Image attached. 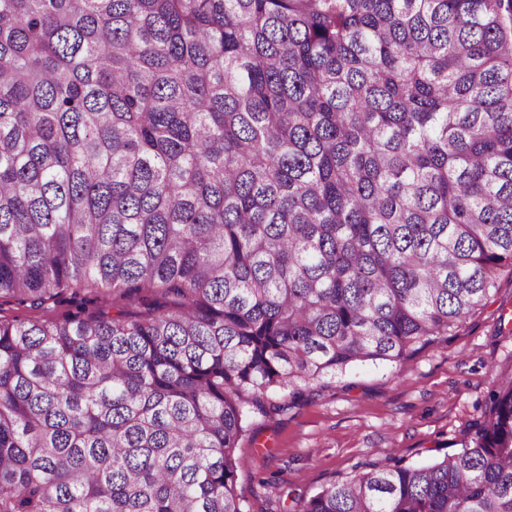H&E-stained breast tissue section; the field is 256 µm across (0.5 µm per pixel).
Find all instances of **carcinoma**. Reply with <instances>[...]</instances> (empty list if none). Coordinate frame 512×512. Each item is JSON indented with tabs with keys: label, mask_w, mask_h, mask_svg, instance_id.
I'll return each instance as SVG.
<instances>
[{
	"label": "carcinoma",
	"mask_w": 512,
	"mask_h": 512,
	"mask_svg": "<svg viewBox=\"0 0 512 512\" xmlns=\"http://www.w3.org/2000/svg\"><path fill=\"white\" fill-rule=\"evenodd\" d=\"M512 270V0H0V512H245L239 441ZM298 512H512V377Z\"/></svg>",
	"instance_id": "1"
}]
</instances>
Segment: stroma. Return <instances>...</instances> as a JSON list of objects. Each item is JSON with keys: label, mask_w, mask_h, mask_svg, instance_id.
<instances>
[{"label": "stroma", "mask_w": 512, "mask_h": 512, "mask_svg": "<svg viewBox=\"0 0 512 512\" xmlns=\"http://www.w3.org/2000/svg\"><path fill=\"white\" fill-rule=\"evenodd\" d=\"M502 306L512 308L507 275L455 334L398 363L360 365L286 413L254 417L237 448L247 512H298L321 486L391 455L416 464L455 452L512 374V336L497 331Z\"/></svg>", "instance_id": "1"}]
</instances>
